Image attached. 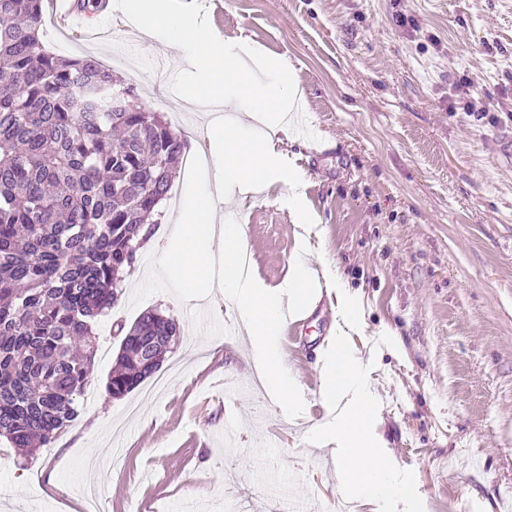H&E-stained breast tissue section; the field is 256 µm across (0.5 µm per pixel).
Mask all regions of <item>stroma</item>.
Listing matches in <instances>:
<instances>
[{"label":"stroma","mask_w":512,"mask_h":512,"mask_svg":"<svg viewBox=\"0 0 512 512\" xmlns=\"http://www.w3.org/2000/svg\"><path fill=\"white\" fill-rule=\"evenodd\" d=\"M213 31L244 36L283 61L301 92L310 136L284 148L305 177L312 241L338 264L364 325L381 407L378 427L410 500L345 502L330 450L308 431L320 400L324 333L336 295L321 291L302 334L281 340L302 386L291 417L262 396L231 302L219 290L185 301L162 272L178 206L144 247L122 296L95 330L99 348L80 416L50 447L25 455L0 438V512H80L83 481L100 471V512H512V0H202ZM406 25H398L397 16ZM105 37L46 28L56 54L94 56L133 84L209 153V114L175 96L187 60L169 56L122 13L97 15ZM486 109L478 120L466 102ZM457 112H449V103ZM278 183L217 200L245 225L254 273L288 275L299 228ZM181 334L153 377L106 389L122 337L149 310ZM403 346L391 350L385 329Z\"/></svg>","instance_id":"35a3bbf8"}]
</instances>
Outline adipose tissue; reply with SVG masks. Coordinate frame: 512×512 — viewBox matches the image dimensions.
I'll return each mask as SVG.
<instances>
[{
    "instance_id": "1",
    "label": "adipose tissue",
    "mask_w": 512,
    "mask_h": 512,
    "mask_svg": "<svg viewBox=\"0 0 512 512\" xmlns=\"http://www.w3.org/2000/svg\"><path fill=\"white\" fill-rule=\"evenodd\" d=\"M207 134L213 147L211 162L222 170L224 187L235 188L244 195L282 183L289 189L290 203L299 204L304 174L289 164L288 155L277 140H252L246 137L242 126L221 122L209 123ZM175 238L178 247L169 252L165 270L185 299L190 301L201 292L219 288L225 300L232 302L249 338L251 367L262 369L268 391L283 410L301 414L305 407L301 384L280 353L281 307H301L308 299L309 289L323 285L335 291L347 322H359L361 312L349 300L338 269L324 259L320 262L321 275H314V250L305 241L278 288H268L244 274L241 258L247 250L245 227L216 225L213 194L208 189L188 197L180 211ZM320 399L333 417L314 426L312 437L318 444H335L340 485L346 495L361 501L410 497V484L378 444L377 398L349 335H337L334 349L322 367Z\"/></svg>"
}]
</instances>
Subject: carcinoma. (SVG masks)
Masks as SVG:
<instances>
[{"label":"carcinoma","instance_id":"obj_1","mask_svg":"<svg viewBox=\"0 0 512 512\" xmlns=\"http://www.w3.org/2000/svg\"><path fill=\"white\" fill-rule=\"evenodd\" d=\"M43 0H0V436L36 451L79 416L96 319L161 218L188 140L98 60L42 41ZM180 335L157 311L126 331L108 391L153 374Z\"/></svg>","mask_w":512,"mask_h":512}]
</instances>
